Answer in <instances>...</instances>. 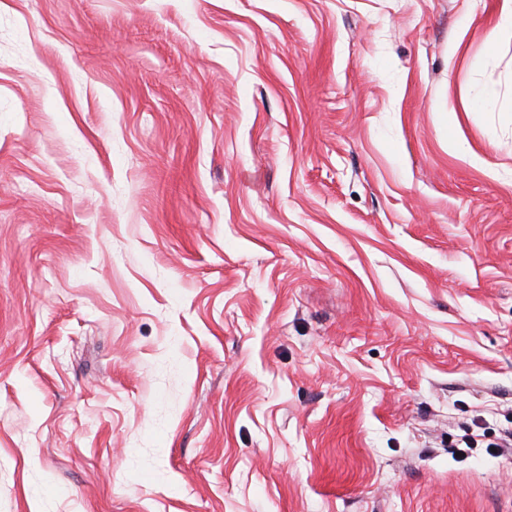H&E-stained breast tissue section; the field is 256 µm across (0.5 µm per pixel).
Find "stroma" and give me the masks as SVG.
Segmentation results:
<instances>
[{
    "label": "stroma",
    "instance_id": "1",
    "mask_svg": "<svg viewBox=\"0 0 512 512\" xmlns=\"http://www.w3.org/2000/svg\"><path fill=\"white\" fill-rule=\"evenodd\" d=\"M502 28L0 0V512H512Z\"/></svg>",
    "mask_w": 512,
    "mask_h": 512
}]
</instances>
